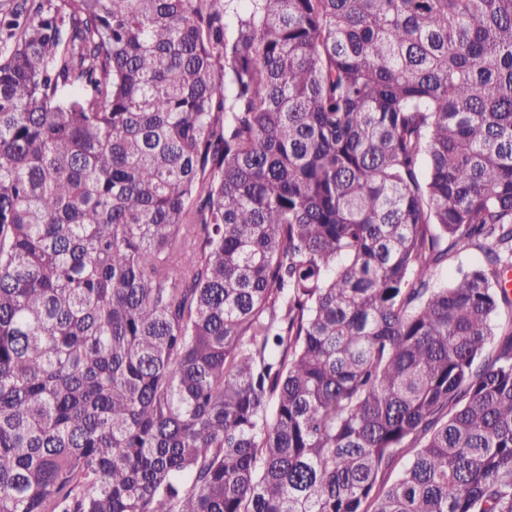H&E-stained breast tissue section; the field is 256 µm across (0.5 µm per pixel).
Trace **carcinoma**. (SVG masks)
Returning a JSON list of instances; mask_svg holds the SVG:
<instances>
[{
  "instance_id": "1",
  "label": "carcinoma",
  "mask_w": 512,
  "mask_h": 512,
  "mask_svg": "<svg viewBox=\"0 0 512 512\" xmlns=\"http://www.w3.org/2000/svg\"><path fill=\"white\" fill-rule=\"evenodd\" d=\"M511 270L512 0H0V512H512ZM480 258L481 254L477 250H470L463 252L458 256H454L450 261H448L447 266L440 268L436 272L435 280L439 284L446 283L459 267L466 268L474 265L479 262Z\"/></svg>"
}]
</instances>
